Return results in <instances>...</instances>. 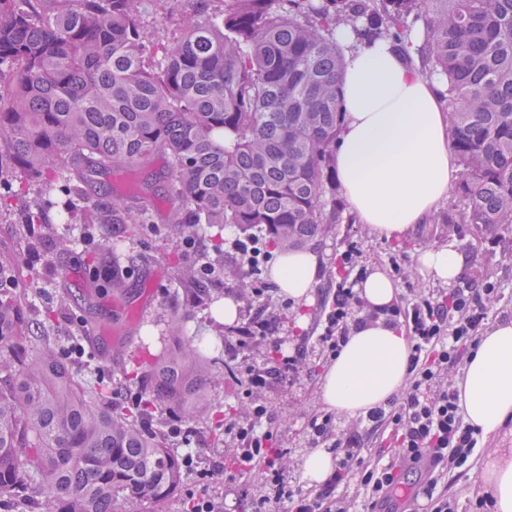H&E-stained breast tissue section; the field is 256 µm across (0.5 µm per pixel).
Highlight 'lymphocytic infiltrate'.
Returning <instances> with one entry per match:
<instances>
[{
    "instance_id": "obj_1",
    "label": "lymphocytic infiltrate",
    "mask_w": 512,
    "mask_h": 512,
    "mask_svg": "<svg viewBox=\"0 0 512 512\" xmlns=\"http://www.w3.org/2000/svg\"><path fill=\"white\" fill-rule=\"evenodd\" d=\"M499 294V288L487 281L456 286L439 298L415 300L410 313L409 388L398 410L388 412L380 407L365 419L367 426L389 427L396 448L387 460L362 466V431H339L334 415L316 414L308 422L312 441L324 444L334 454L336 465L325 482L306 494L287 485L275 467L282 451L273 447V433L264 426V405L253 404L247 420L227 423L225 432L233 443L238 468L245 470L263 462L272 470L269 491L250 498L252 512H274L280 506L287 512H347L343 492L349 473L355 470L368 493L366 508L375 512L388 500L402 465L418 464L444 472L464 466L478 440L463 420L456 387L444 375L475 346L486 319V303ZM359 303L353 284L337 286L334 308L314 341L326 356H337L346 344L347 323Z\"/></svg>"
}]
</instances>
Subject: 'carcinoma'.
<instances>
[{"label":"carcinoma","mask_w":512,"mask_h":512,"mask_svg":"<svg viewBox=\"0 0 512 512\" xmlns=\"http://www.w3.org/2000/svg\"><path fill=\"white\" fill-rule=\"evenodd\" d=\"M167 0H0V202L25 197L23 229L60 253L97 239L86 294L66 282L57 300L78 312L72 348L85 350L76 377L46 343L52 324L26 316L38 272L0 260V503L23 493L44 512H116L159 505L186 473L160 431L159 410L209 409L206 358L176 318L144 379L122 368L98 372L116 354L90 335L85 303L100 288L124 297L112 225L140 234L150 199H109L98 174L168 160L172 224L178 234L231 224L268 247L299 250L342 221L334 149L342 123L343 56L335 32L389 40L426 56L422 73L447 81L450 136L463 179L459 223L512 224V0H224L214 12L195 0L180 36L147 49L143 15ZM422 23L423 43L411 34ZM414 53H408V48ZM63 199L66 233L48 227L51 197ZM178 284L208 291L197 266ZM135 384L132 403L113 406Z\"/></svg>","instance_id":"cac0c4a2"}]
</instances>
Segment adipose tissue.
<instances>
[{
  "label": "adipose tissue",
  "instance_id": "adipose-tissue-1",
  "mask_svg": "<svg viewBox=\"0 0 512 512\" xmlns=\"http://www.w3.org/2000/svg\"><path fill=\"white\" fill-rule=\"evenodd\" d=\"M336 42L344 58L336 182L356 223L376 235L397 237L435 213L456 177L445 85L406 64L389 41L361 44L342 26ZM321 264L314 249L284 252L270 276L289 298L307 301ZM464 264L452 242L425 249L417 258L421 274L447 284L462 274ZM358 291L377 316L352 330L321 386L323 403L352 417L403 391L410 356L402 330L380 315L397 298L391 278L372 272ZM456 387L463 419L480 440L512 421V321L495 323L480 336ZM478 481L490 493L494 512H512V451H488Z\"/></svg>",
  "mask_w": 512,
  "mask_h": 512
}]
</instances>
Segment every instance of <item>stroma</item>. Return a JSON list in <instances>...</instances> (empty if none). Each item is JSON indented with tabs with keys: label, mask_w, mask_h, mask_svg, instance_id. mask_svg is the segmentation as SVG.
<instances>
[{
	"label": "stroma",
	"mask_w": 512,
	"mask_h": 512,
	"mask_svg": "<svg viewBox=\"0 0 512 512\" xmlns=\"http://www.w3.org/2000/svg\"><path fill=\"white\" fill-rule=\"evenodd\" d=\"M187 9V0H170L165 15L146 13L148 40L154 43L173 41L180 34L182 14ZM166 174L165 159L158 155L147 166L114 169L100 178L105 192L112 197L127 200L140 192H149L154 209L151 223L140 236L127 238L122 226L114 225L112 238L119 244L120 256L137 257L138 263L128 272L127 298L117 301L104 292L95 297L96 314L91 330L105 348L121 347L120 361L130 368L163 349L168 314L189 311L193 314L190 330L201 336L209 355L218 356L219 362L206 387L209 413L196 418L192 425L178 429L174 428L170 417L162 419L168 445L175 447L177 454L192 459L184 481L163 504L130 506L124 512H194L201 497L218 503L222 512H249V502L241 492L263 486L266 473L261 468L247 473L237 471L228 437L216 434L214 428L218 417H246L254 399L268 408L273 441L284 451L278 467L285 481L309 489L302 470L304 457L313 447L307 424L313 414L326 409L321 399V385L322 376L330 365L329 359L314 351L312 344L333 308L334 290L339 282L357 279L363 271H383L398 289L397 307L407 309L416 296L449 291V284L421 275L416 260L422 250L452 241L467 259L464 279L491 281L503 292L500 301L487 307L489 323L512 320V227L485 229L449 223L448 218L457 214L459 203L456 193L452 192L427 223L415 225L399 241L371 234L365 225L355 223L353 216H345L343 223L333 225L317 246L323 258L322 271L309 301L298 303L288 298L265 273L255 282L256 287L265 291L260 306L239 305L235 323L219 322L212 315V305L225 298H236V281L221 276L209 279L208 304L193 310L185 296L174 292L173 264L193 261L202 253L215 263H237L230 243L238 232L234 227H225L226 245L220 252L215 251L213 241L202 237L196 238L194 248H186L183 238L172 236L168 231L171 202ZM21 222L18 204H11L8 210L0 212V257L38 267L45 293L30 307L29 315L35 318L45 306L51 305L53 283L65 278L72 288L81 287L82 255L29 250ZM353 245L359 248L360 255L356 268L351 269L342 264L340 256ZM259 314L272 321L269 338L226 352L225 341L233 339L241 325ZM297 344L309 349L297 373L254 391L252 397H245L239 382L246 379L249 370L273 366L281 356L291 354Z\"/></svg>",
	"instance_id": "1"
}]
</instances>
